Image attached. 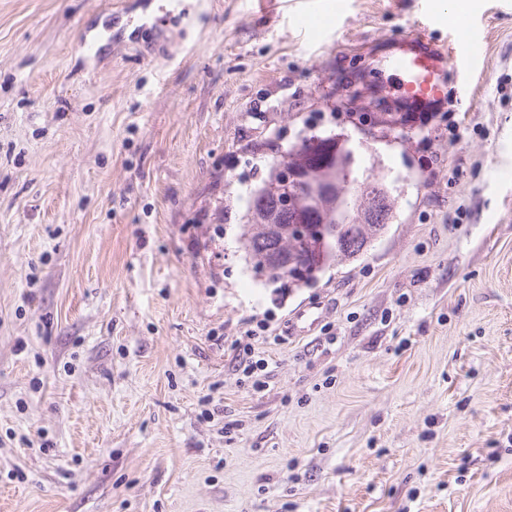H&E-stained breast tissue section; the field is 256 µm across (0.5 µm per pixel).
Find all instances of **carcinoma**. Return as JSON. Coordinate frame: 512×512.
I'll return each mask as SVG.
<instances>
[{
	"label": "carcinoma",
	"mask_w": 512,
	"mask_h": 512,
	"mask_svg": "<svg viewBox=\"0 0 512 512\" xmlns=\"http://www.w3.org/2000/svg\"><path fill=\"white\" fill-rule=\"evenodd\" d=\"M374 126L382 137L389 132H403L402 119L395 112L381 113L374 118ZM337 140L339 137L330 131L300 133L292 146L267 164L266 175L240 199L241 237L247 267L281 251L293 256L292 266L266 276L264 284L268 286L279 283L291 289L311 284L339 260L360 255L396 218L393 203L398 196L392 182L357 164L350 172L351 194L337 206L314 207L302 193L296 194L290 205L284 204L285 187L280 185L278 174L281 166L328 169L340 156V150L336 149ZM253 208L269 213L275 224H323L328 230L326 241L307 251L287 236H269L253 223Z\"/></svg>",
	"instance_id": "cac0c4a2"
}]
</instances>
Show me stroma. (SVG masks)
Returning <instances> with one entry per match:
<instances>
[{
	"mask_svg": "<svg viewBox=\"0 0 512 512\" xmlns=\"http://www.w3.org/2000/svg\"><path fill=\"white\" fill-rule=\"evenodd\" d=\"M463 2L473 91L396 139L344 85L398 100L424 0H0V512H512V0ZM306 124L399 209L282 298L235 197ZM256 328L249 329L245 332V339H237L234 345V359L238 362L237 367L244 377L251 379L252 386L255 390L263 388L265 381L263 378L267 375L269 362L265 358L255 359V349L248 340L254 339L255 336H261L267 333L268 326L265 322H257Z\"/></svg>",
	"mask_w": 512,
	"mask_h": 512,
	"instance_id": "35a3bbf8",
	"label": "stroma"
}]
</instances>
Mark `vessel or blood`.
I'll return each mask as SVG.
<instances>
[{
    "mask_svg": "<svg viewBox=\"0 0 512 512\" xmlns=\"http://www.w3.org/2000/svg\"><path fill=\"white\" fill-rule=\"evenodd\" d=\"M442 10L424 8L423 18L414 22L403 48L388 56L389 69L397 77L400 93L415 112L424 115L444 103L449 78H456L461 90H468L476 47L484 36L470 23L452 25L446 43L428 38L429 23L444 20Z\"/></svg>",
    "mask_w": 512,
    "mask_h": 512,
    "instance_id": "obj_1",
    "label": "vessel or blood"
}]
</instances>
